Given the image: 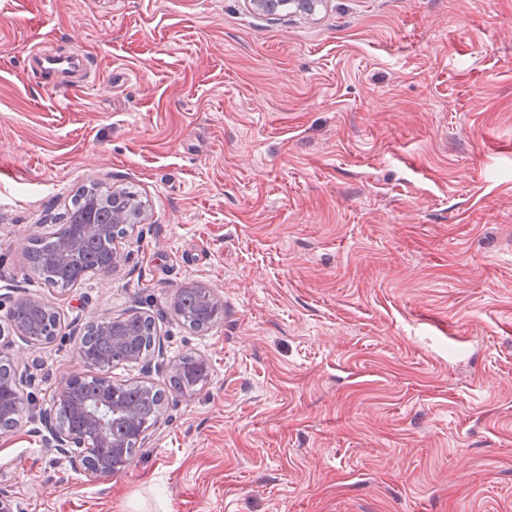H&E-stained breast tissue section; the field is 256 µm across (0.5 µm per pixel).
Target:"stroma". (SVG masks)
I'll use <instances>...</instances> for the list:
<instances>
[{
  "mask_svg": "<svg viewBox=\"0 0 512 512\" xmlns=\"http://www.w3.org/2000/svg\"><path fill=\"white\" fill-rule=\"evenodd\" d=\"M94 181L151 221L44 287L25 248ZM192 285L205 332L171 305ZM25 298L51 342L12 332ZM135 313L155 347L99 375L164 390L161 424L95 480L51 401L88 322ZM0 350L16 512H512V0H0ZM187 354L210 377L170 391ZM199 288H181L177 292V300L174 299L173 307L179 314L188 321L195 329L199 331H206L211 328L217 321L219 316V309L213 304H208L203 295L201 294L200 288H205L213 299V302L217 304V297L212 289H207L203 286H192ZM22 301H27L29 303L24 304L21 303ZM32 304L41 305L46 309L53 308L47 302L38 299L15 301L13 306H16L10 310L8 319L11 329L16 333V335L17 333H27L28 325L33 322H38L42 325L47 320L45 337L52 339L57 335V332L60 329V318H58L56 314H51L49 311ZM22 412V407H19V404L15 401H13L11 398L7 397L6 395H2L0 397V416L6 415L13 418V421H15L18 424L20 414ZM13 421L9 418H4L3 420L0 419V437L4 438L9 436L15 429V427L10 428L14 426ZM9 428V429H8Z\"/></svg>",
  "mask_w": 512,
  "mask_h": 512,
  "instance_id": "obj_1",
  "label": "stroma"
}]
</instances>
